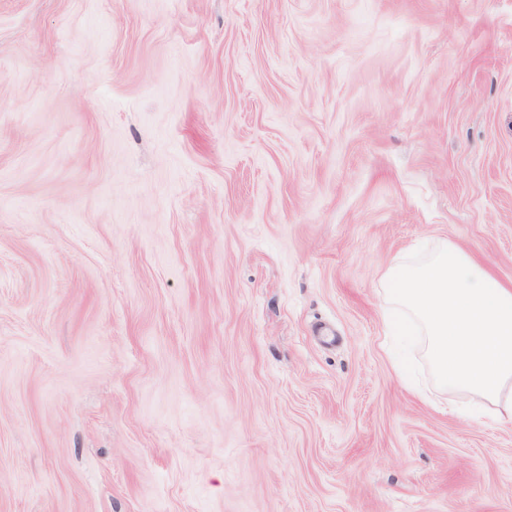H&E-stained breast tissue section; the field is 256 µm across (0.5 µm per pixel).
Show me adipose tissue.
<instances>
[{"mask_svg":"<svg viewBox=\"0 0 512 512\" xmlns=\"http://www.w3.org/2000/svg\"><path fill=\"white\" fill-rule=\"evenodd\" d=\"M382 282L409 322L399 343L424 337L442 387L470 396L481 416L512 422V280L445 244L417 263L393 262Z\"/></svg>","mask_w":512,"mask_h":512,"instance_id":"1","label":"adipose tissue"}]
</instances>
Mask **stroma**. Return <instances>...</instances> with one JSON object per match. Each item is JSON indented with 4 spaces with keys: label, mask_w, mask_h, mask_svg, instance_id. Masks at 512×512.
Masks as SVG:
<instances>
[{
    "label": "stroma",
    "mask_w": 512,
    "mask_h": 512,
    "mask_svg": "<svg viewBox=\"0 0 512 512\" xmlns=\"http://www.w3.org/2000/svg\"><path fill=\"white\" fill-rule=\"evenodd\" d=\"M438 243L512 279V0H0V512H512ZM382 282L410 325L398 342L423 336L442 387L470 396L481 416L512 422V280L444 244L415 264L393 262Z\"/></svg>",
    "instance_id": "1"
}]
</instances>
